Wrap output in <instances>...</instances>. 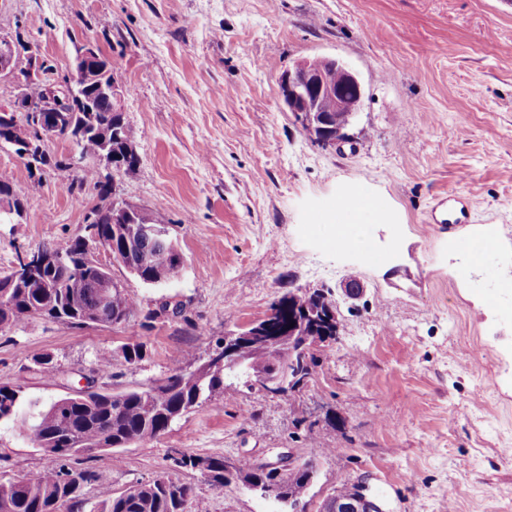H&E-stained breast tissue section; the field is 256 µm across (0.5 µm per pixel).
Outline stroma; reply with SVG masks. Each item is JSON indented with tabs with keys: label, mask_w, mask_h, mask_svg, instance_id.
<instances>
[{
	"label": "stroma",
	"mask_w": 512,
	"mask_h": 512,
	"mask_svg": "<svg viewBox=\"0 0 512 512\" xmlns=\"http://www.w3.org/2000/svg\"><path fill=\"white\" fill-rule=\"evenodd\" d=\"M21 33L54 75L97 45L128 94L140 164L114 198L153 211L184 259L178 279L113 278L138 302L122 325L34 318L0 331V386L24 404L69 395L110 351L115 389L148 387L185 351L219 348L288 291H339L341 332L286 395L229 378L223 394L159 437L99 452L86 467L114 492L168 475L190 485L185 512H282L243 485L176 467L175 452L312 462L307 512L339 481L368 485L382 512H512V5L507 0H0V33ZM335 56L365 94L349 142L311 143L278 91L303 58ZM0 180L25 190L0 224V277L25 254L84 235L100 199L29 171L0 147ZM347 186L398 215L375 224L374 260L307 223ZM171 311L160 314L162 304ZM157 312L146 321L148 312ZM143 341L127 364L120 348ZM63 374L43 378L39 359ZM0 424V482L59 467Z\"/></svg>",
	"instance_id": "stroma-1"
}]
</instances>
